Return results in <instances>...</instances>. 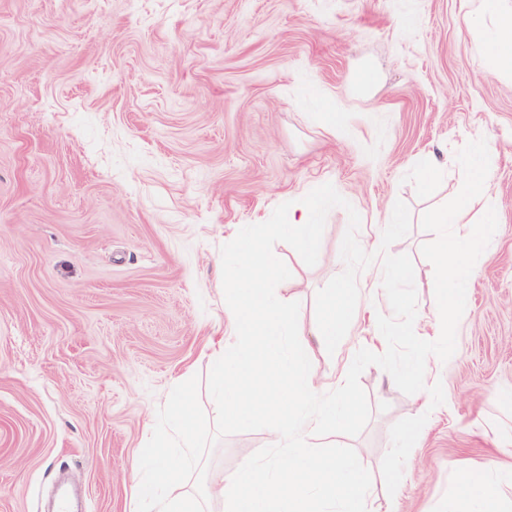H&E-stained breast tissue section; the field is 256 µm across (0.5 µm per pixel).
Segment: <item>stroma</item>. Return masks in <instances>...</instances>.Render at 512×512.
Returning a JSON list of instances; mask_svg holds the SVG:
<instances>
[{"mask_svg": "<svg viewBox=\"0 0 512 512\" xmlns=\"http://www.w3.org/2000/svg\"><path fill=\"white\" fill-rule=\"evenodd\" d=\"M471 0H0V512H45L60 470L85 512H137L133 461L182 375L207 379L226 322L221 248L282 203L329 183L358 212L359 243L403 201L414 221L393 255L414 263L418 334L429 333L434 233L423 214L461 189L456 154L493 149L497 229L466 288L456 352L426 384L425 412L378 366L360 384L371 417L352 448L371 512H449L491 461L512 470V80L463 19ZM341 115L333 124V115ZM435 165L437 180L423 177ZM345 209L322 252L276 289L304 321L345 264ZM382 269L357 285L367 309L320 375L344 383L390 314ZM427 415L395 494L381 463L390 428ZM268 430L220 437L208 470L232 473Z\"/></svg>", "mask_w": 512, "mask_h": 512, "instance_id": "35a3bbf8", "label": "stroma"}]
</instances>
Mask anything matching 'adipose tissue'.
<instances>
[{
	"instance_id": "1",
	"label": "adipose tissue",
	"mask_w": 512,
	"mask_h": 512,
	"mask_svg": "<svg viewBox=\"0 0 512 512\" xmlns=\"http://www.w3.org/2000/svg\"><path fill=\"white\" fill-rule=\"evenodd\" d=\"M478 9L470 15V29H482L485 22H492V31L485 42L489 61L504 74L512 76V0H478ZM328 309L309 332L315 346L322 351L335 347L336 340L345 336L359 298L346 283L326 289ZM502 475L492 466H479L456 497L451 512H503L494 490L495 481Z\"/></svg>"
}]
</instances>
